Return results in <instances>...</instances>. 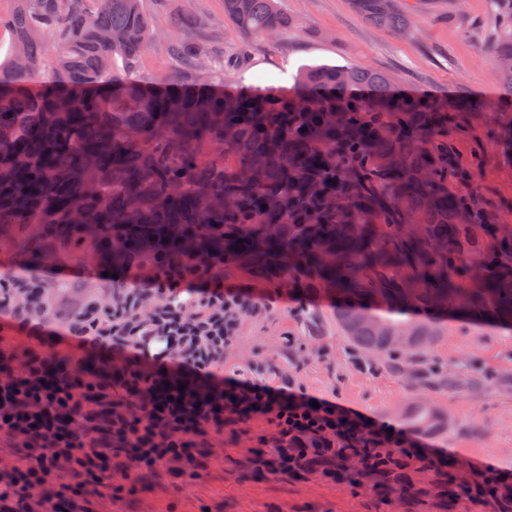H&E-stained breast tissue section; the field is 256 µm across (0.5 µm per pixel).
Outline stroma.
Returning <instances> with one entry per match:
<instances>
[{
    "mask_svg": "<svg viewBox=\"0 0 512 512\" xmlns=\"http://www.w3.org/2000/svg\"><path fill=\"white\" fill-rule=\"evenodd\" d=\"M298 23L296 32L275 41L247 39L224 14V0H192L203 25L201 39L224 65L228 93L273 91L297 94V71L307 65L361 64L388 75L396 92L430 96L456 104L483 103L475 129L449 140L456 162L477 166L475 183L504 220L512 222V152L498 134L512 120L499 104L512 99L484 52L496 22L490 0H415V31L399 38L356 12L352 0H279ZM181 74L207 86L204 73L188 69L162 49L145 54L136 75L150 83ZM99 264L77 255L63 263L16 267L10 243L0 244V274L70 280V268ZM224 284L246 292L257 308L243 315L237 339L224 353L223 373L257 383L292 380L305 392L360 411L376 422L400 425V410L429 401L448 420V429L427 435L423 444L446 455L468 474L488 469L512 478V324L445 314L443 336L405 362L403 369L372 370L353 354L336 325V299L324 291L275 297V284L244 273H229ZM460 387H441L444 375ZM276 431L262 417L245 418L223 434L206 437L211 453L194 475L166 471L138 475L114 497L90 495V512H442L437 496L419 503H387L367 485L307 474L293 477L256 469L252 459L261 440Z\"/></svg>",
    "mask_w": 512,
    "mask_h": 512,
    "instance_id": "obj_1",
    "label": "stroma"
}]
</instances>
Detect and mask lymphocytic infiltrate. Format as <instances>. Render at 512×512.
Instances as JSON below:
<instances>
[{
	"label": "lymphocytic infiltrate",
	"instance_id": "lymphocytic-infiltrate-1",
	"mask_svg": "<svg viewBox=\"0 0 512 512\" xmlns=\"http://www.w3.org/2000/svg\"><path fill=\"white\" fill-rule=\"evenodd\" d=\"M100 299L110 315L90 307L39 348L0 349V439L15 454L0 459V512H87L85 495L111 489L115 475L194 474L196 437L236 417L275 425L274 448L254 458L273 472L329 469L337 442L361 431L405 448L411 461L431 455L389 424L313 403L291 384L216 377L252 302L208 272L157 275Z\"/></svg>",
	"mask_w": 512,
	"mask_h": 512
}]
</instances>
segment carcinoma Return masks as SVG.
Returning a JSON list of instances; mask_svg holds the SVG:
<instances>
[{
	"label": "carcinoma",
	"mask_w": 512,
	"mask_h": 512,
	"mask_svg": "<svg viewBox=\"0 0 512 512\" xmlns=\"http://www.w3.org/2000/svg\"><path fill=\"white\" fill-rule=\"evenodd\" d=\"M485 44L512 85V0ZM0 32V242L16 241L27 265L88 254L138 272L199 263L245 271L279 286L323 288L338 298L336 323L351 346L390 367L443 329L414 312L480 314L512 322V233L457 165L448 127L457 113L433 97L396 96L385 74L360 65H315L297 76L303 93L225 95L180 81L152 86L134 75L158 45L140 0H9ZM278 0H224L245 35L274 39L295 27ZM371 24L403 35L404 0H353ZM202 22L183 7L169 19L167 54L195 67L207 58ZM97 302L84 284H45ZM371 318L359 320V312ZM408 333L399 347L395 333ZM412 432L444 421L417 402L400 413ZM357 456L362 468L346 460ZM409 460L368 435L336 443L333 472L351 483L373 477L381 498L420 501L399 478ZM441 476L437 496H470L490 512H512L498 481Z\"/></svg>",
	"instance_id": "cac0c4a2"
}]
</instances>
